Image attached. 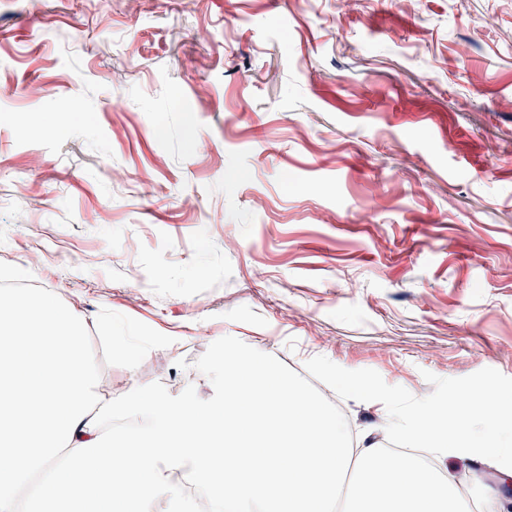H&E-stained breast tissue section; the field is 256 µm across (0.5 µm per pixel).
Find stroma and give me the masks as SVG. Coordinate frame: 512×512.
Here are the masks:
<instances>
[{
  "mask_svg": "<svg viewBox=\"0 0 512 512\" xmlns=\"http://www.w3.org/2000/svg\"><path fill=\"white\" fill-rule=\"evenodd\" d=\"M3 83L0 262L38 247L87 329L176 339L102 366L112 397L161 361L212 397L202 333L418 397L512 377V0H0ZM341 407L385 437L383 404ZM470 463L472 512H506L511 469L435 461Z\"/></svg>",
  "mask_w": 512,
  "mask_h": 512,
  "instance_id": "obj_1",
  "label": "stroma"
}]
</instances>
